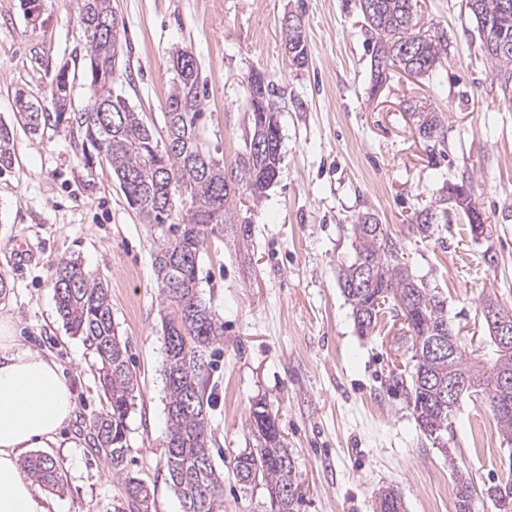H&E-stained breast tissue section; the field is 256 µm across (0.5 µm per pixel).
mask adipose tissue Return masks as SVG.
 <instances>
[{
	"label": "adipose tissue",
	"instance_id": "adipose-tissue-1",
	"mask_svg": "<svg viewBox=\"0 0 512 512\" xmlns=\"http://www.w3.org/2000/svg\"><path fill=\"white\" fill-rule=\"evenodd\" d=\"M74 412V393L60 365L17 351L10 323L0 321V512H50L21 472L19 457L56 443Z\"/></svg>",
	"mask_w": 512,
	"mask_h": 512
}]
</instances>
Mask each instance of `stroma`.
<instances>
[{
  "instance_id": "stroma-1",
  "label": "stroma",
  "mask_w": 512,
  "mask_h": 512,
  "mask_svg": "<svg viewBox=\"0 0 512 512\" xmlns=\"http://www.w3.org/2000/svg\"><path fill=\"white\" fill-rule=\"evenodd\" d=\"M120 21L114 89L156 133L173 85L169 58L191 52L205 92L198 122L202 148L235 167L248 127L246 79L260 72L277 87L283 163L251 209L247 240L223 231L202 252L198 293L224 325L211 373L214 462L224 473L226 512H272L263 485H242L231 462L252 448L250 414L265 402L295 462L302 493L296 512H375L384 487L406 512L453 506L458 471L476 492L473 512H495L484 485L512 474L504 441L486 404L463 397L442 453L419 430L404 397L388 393L391 370L407 363L401 324L384 318L360 335L337 281L353 226L375 215L400 245L413 276L434 288L468 348L488 347L482 301L512 310V103L482 51L466 0H418L421 30L444 36L448 52L432 75L390 68L374 85L371 53L355 0H112ZM299 14L308 61L293 65L283 19ZM87 37L77 0H41L38 16L22 0H0V124L14 160L0 167V298L19 349L49 355L70 382L75 417L48 453L64 469L63 489L42 488L50 512H111L124 480L81 447L107 408L96 359L58 314L53 277L76 258L108 286L115 327L136 376L127 419V474L153 493L151 512H181L165 466L167 389L162 297L153 266L159 229L143 224L111 166L86 164L81 137L66 124L30 130L17 94L50 108L59 70L71 108L90 103ZM438 114L442 134L418 132V113ZM471 185L485 231L473 237L454 215L429 237L413 234L419 206L438 202L445 184ZM35 253L11 267L15 241ZM126 474V475H127Z\"/></svg>"
}]
</instances>
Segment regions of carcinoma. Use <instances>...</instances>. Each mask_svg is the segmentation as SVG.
Wrapping results in <instances>:
<instances>
[{
    "label": "carcinoma",
    "instance_id": "1",
    "mask_svg": "<svg viewBox=\"0 0 512 512\" xmlns=\"http://www.w3.org/2000/svg\"><path fill=\"white\" fill-rule=\"evenodd\" d=\"M512 0H467L466 5L482 34L487 60L500 78L503 96L512 99V53L500 55L501 42L512 50ZM363 18L365 40L372 46V75L383 81L387 66L398 65L416 74H432L444 46L442 40L417 29L414 0H357ZM79 19L88 38L85 74L91 105L82 112L69 110L68 75L61 71L51 83L53 111L37 109L18 99L19 112L33 130L64 122L79 130L87 162L100 158L109 163L127 199L138 203L143 223L161 229L162 243L155 255V271L162 295V328L168 391L166 468L183 512H224V474L216 468L208 433L210 407L208 384L212 367L210 348L224 335V325L198 296L199 258L207 231L221 224H238L242 235L250 232V217L243 201L255 203L277 181L282 163L278 148L263 155L254 153L256 138L267 137L272 124L265 119L278 114L276 93L262 90V73L247 77V91L258 97L250 109L249 133L244 139L237 166L231 170L202 150L197 122L201 116L198 80L179 68L167 101L180 102V112L164 113L165 138L178 145L170 154L158 149V139L143 116L126 98L112 91V77L119 67L116 33L112 32V0H80ZM285 47L292 64L307 62V38L303 26L284 24ZM441 119H424L419 133L439 137ZM10 132L0 126V167L12 164ZM450 195L465 211L473 203L470 187L448 185ZM416 232L425 237L434 225L448 223V213L432 206L414 212ZM397 241L371 214L358 218L353 227L351 254L339 266V286L352 306L359 332L374 331L385 310L401 316L407 334L402 340L410 353V371H392L387 391L404 395L413 405L419 429L439 445L452 426L454 410L448 402V381L466 386V394L481 397L500 426L503 438L512 442V347L499 345L489 332L493 356L486 361L468 356L461 337L450 327L446 301L414 278L399 261ZM370 271L368 285L348 284ZM58 311L72 334L82 338L97 358L98 376L110 410L93 420L91 451L106 458L116 475H124L126 419L133 405L134 375L127 359V345L118 335L112 316L108 286L91 279L78 259L60 262L54 273ZM250 429L255 450L234 458L232 469L239 481H259L269 496L277 497L278 512H295L300 495L294 459L285 446L268 410L254 405ZM24 472L36 482L63 487L58 463L46 456H32ZM474 486L462 473L456 484V512H472ZM151 491L140 478L125 475V499L116 512H150ZM497 512H512V478L486 489ZM377 512H404L401 494L393 487L379 490Z\"/></svg>",
    "mask_w": 512,
    "mask_h": 512
}]
</instances>
